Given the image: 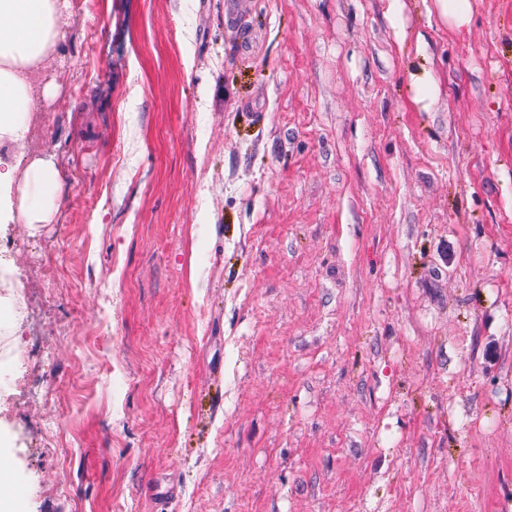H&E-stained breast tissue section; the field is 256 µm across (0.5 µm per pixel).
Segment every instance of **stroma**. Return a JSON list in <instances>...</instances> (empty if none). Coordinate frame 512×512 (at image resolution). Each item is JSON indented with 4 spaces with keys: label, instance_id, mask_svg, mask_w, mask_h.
Listing matches in <instances>:
<instances>
[{
    "label": "stroma",
    "instance_id": "obj_1",
    "mask_svg": "<svg viewBox=\"0 0 512 512\" xmlns=\"http://www.w3.org/2000/svg\"><path fill=\"white\" fill-rule=\"evenodd\" d=\"M469 2L73 0L58 209L0 224L23 512H512V0ZM433 1L438 15L447 22L449 20L457 29H460L469 23L471 10L467 7L468 0ZM462 2H465L466 5H463ZM410 80L413 87L412 102L414 104L418 105L426 101H433L438 97V83L427 70L411 72Z\"/></svg>",
    "mask_w": 512,
    "mask_h": 512
}]
</instances>
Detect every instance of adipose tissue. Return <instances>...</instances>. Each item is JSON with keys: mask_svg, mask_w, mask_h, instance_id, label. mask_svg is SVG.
Here are the masks:
<instances>
[{"mask_svg": "<svg viewBox=\"0 0 512 512\" xmlns=\"http://www.w3.org/2000/svg\"><path fill=\"white\" fill-rule=\"evenodd\" d=\"M69 0H0V147L21 145L40 99V83L64 38ZM59 172L52 160L22 153L0 158V224H47L56 211Z\"/></svg>", "mask_w": 512, "mask_h": 512, "instance_id": "ef3b65f1", "label": "adipose tissue"}]
</instances>
